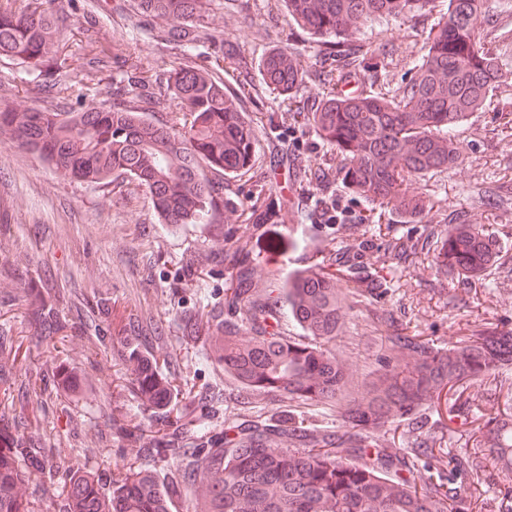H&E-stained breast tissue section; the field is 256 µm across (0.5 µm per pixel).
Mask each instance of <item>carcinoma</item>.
Listing matches in <instances>:
<instances>
[{
    "instance_id": "carcinoma-1",
    "label": "carcinoma",
    "mask_w": 512,
    "mask_h": 512,
    "mask_svg": "<svg viewBox=\"0 0 512 512\" xmlns=\"http://www.w3.org/2000/svg\"><path fill=\"white\" fill-rule=\"evenodd\" d=\"M209 0H138L140 9L167 22L169 41L184 46L194 38ZM288 16L317 38L338 39L336 70L356 73L368 51L342 48L367 20L400 15L412 0H285ZM489 0H448V12L429 34L428 50L411 83L394 96L380 92L338 93L321 100L308 117L318 138L343 157L342 183L353 194L412 219L424 201L408 191L409 178L449 170L460 162L454 131L483 109L502 83L498 58L477 37ZM66 16L50 0H0V58L17 60L53 77L43 93H65L70 76ZM265 83L291 92L304 81L300 59L274 49L260 64ZM146 102L163 95L178 101L183 131L159 126L135 107L91 110L64 106L16 108L0 104V138L38 155L58 172L107 185L128 176L149 192L165 224H215L232 220L224 179L251 169L256 133L238 97L204 68L176 67L166 87L132 81ZM446 275L470 285L502 259L497 239L477 224H448L432 244ZM254 258L236 230L224 231V272L232 293L225 301L222 352L217 360L244 387L330 401L340 406L344 430L307 428L295 422L238 424L233 435L213 441L202 431L194 446L163 433L148 453L155 462L203 456L201 473L191 471L185 487L201 488L206 512H448L463 506L467 483L493 489L498 512H512V474L494 466L500 448H512L507 423L483 419L474 452L434 450V430L423 411L446 390L480 384L512 365V331L478 328L457 345L438 347L407 333L387 314H375L386 329L380 368L361 395L349 391V368L329 348L342 330L345 296L336 274L319 267L272 281L258 293L247 272ZM31 325L42 335L67 338L69 323L60 296L35 284L25 296ZM307 333L308 341L283 336L282 315ZM23 342L0 341V512H41L27 492L32 480L54 481L51 448H31L15 433L9 416L12 381L7 376ZM34 398L32 433L43 430L40 411L46 375L30 379ZM131 390L157 405L138 370ZM407 423L406 444L396 448L378 432ZM423 459L421 467L415 461ZM408 476L403 477L400 472ZM66 496L62 512H170V501L145 466L119 472L104 482L93 473L61 475Z\"/></svg>"
}]
</instances>
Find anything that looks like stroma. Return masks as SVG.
<instances>
[{"label":"stroma","mask_w":512,"mask_h":512,"mask_svg":"<svg viewBox=\"0 0 512 512\" xmlns=\"http://www.w3.org/2000/svg\"><path fill=\"white\" fill-rule=\"evenodd\" d=\"M110 3L111 11L102 12L98 0H54L73 26L94 25V53L120 63L109 82L70 76L67 105L84 110L111 105L113 81L134 76L159 83L187 58L208 68L225 91L241 93L244 115L257 134L255 161L247 174L229 179L224 192L242 211L236 230L255 257L253 281L282 279L318 264L330 267L336 258L356 253L365 276L387 285L373 306L411 334L443 347L488 322L512 330V211L494 200L495 194L512 191V0H490L478 24L505 81L483 110L457 128L460 164L409 181L410 191L426 204L418 223L346 189L338 177L340 154L317 137L306 114L332 91H402L422 62L428 34L448 0L368 20L347 40L349 46L371 48L354 77L333 70L335 39L320 41L296 26L284 0H211L186 55L167 45L164 20L137 9L136 0ZM273 48L296 55L306 69L304 83L292 93L281 94L262 80L261 59ZM42 81L38 72L1 60L0 103L41 105L34 89ZM257 184L280 208V222L256 224L251 209ZM328 203L352 211V222H330ZM452 215L484 225L502 247L500 268L468 290L441 273L429 255L414 265L388 256L394 243L435 239ZM223 249V225L162 223L135 180L120 176L103 186L71 179L35 154L0 141V336L26 338L12 368L15 418L21 423L27 418V380L35 369L65 367L80 382L78 393L58 392L46 407L42 441L55 446L59 470L108 477L146 463L138 446L113 430L116 415L147 432L159 414H167L174 431L188 440L200 428L220 437L226 427L244 421L291 417L341 428L336 403L243 389L216 362L211 343L187 336L185 319H210L223 311L230 295L224 267L216 260ZM38 279L49 292L77 303L65 342L35 334L28 324L22 296ZM337 279L346 309L331 349L350 368L359 393L379 368L382 331L368 312L372 305L357 294V279L344 272ZM102 305L109 315H97ZM141 323L149 335L160 337L151 354L161 360L160 375L173 387L161 409L140 406L124 389L129 364L120 347H104L108 338L136 336Z\"/></svg>","instance_id":"obj_1"}]
</instances>
